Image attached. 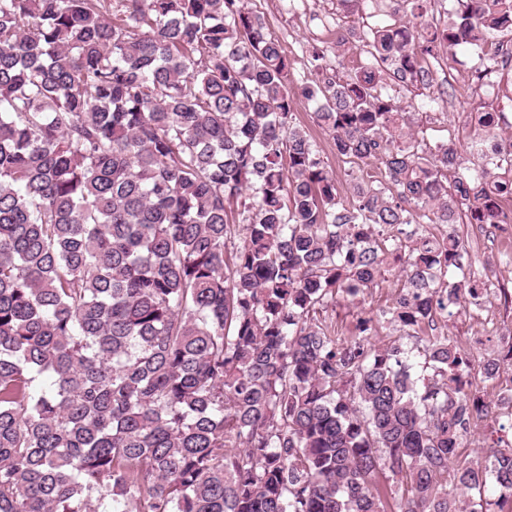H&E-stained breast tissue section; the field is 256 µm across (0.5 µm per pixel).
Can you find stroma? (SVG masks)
I'll return each instance as SVG.
<instances>
[{"label": "stroma", "instance_id": "obj_1", "mask_svg": "<svg viewBox=\"0 0 512 512\" xmlns=\"http://www.w3.org/2000/svg\"><path fill=\"white\" fill-rule=\"evenodd\" d=\"M252 10L261 13L270 32L277 39L294 37L301 49L291 55L289 82L298 98L293 123L306 131L323 166L336 179L343 204L352 201V185L358 174L356 166L337 156L332 139L317 126L314 107L302 98L304 87L315 81L337 77L347 79L364 65L358 37H351L345 48H337L335 26H357L359 21L376 25V18L366 17L353 0H301L296 10H289L287 0H248ZM320 50L322 59L313 60V50ZM479 61L465 53L461 57L440 54L425 64L427 74L419 87L398 93L402 103L414 107L413 121L420 138L427 143L455 137L458 146H465L466 135L460 130L464 113L477 112L484 106L502 105L512 111V75L503 74L490 81L477 79ZM456 230L464 239L472 271L476 276L496 273L502 288L512 295V238L477 235L474 225L460 224ZM449 336L471 362L469 378L477 385L485 400H494L512 388V366H501L497 376L483 377L480 365L503 348L500 334L512 328V302L496 298L488 317L461 313L448 320Z\"/></svg>", "mask_w": 512, "mask_h": 512}]
</instances>
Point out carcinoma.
Instances as JSON below:
<instances>
[{
	"mask_svg": "<svg viewBox=\"0 0 512 512\" xmlns=\"http://www.w3.org/2000/svg\"><path fill=\"white\" fill-rule=\"evenodd\" d=\"M402 2L303 92L346 207L245 0H0V512H505L512 444L459 452L482 399L431 331L476 304L436 229L502 221L512 152L418 141L386 82L459 48L492 76L512 0ZM500 120L471 139L512 147ZM388 265L394 339L327 323Z\"/></svg>",
	"mask_w": 512,
	"mask_h": 512,
	"instance_id": "1",
	"label": "carcinoma"
}]
</instances>
